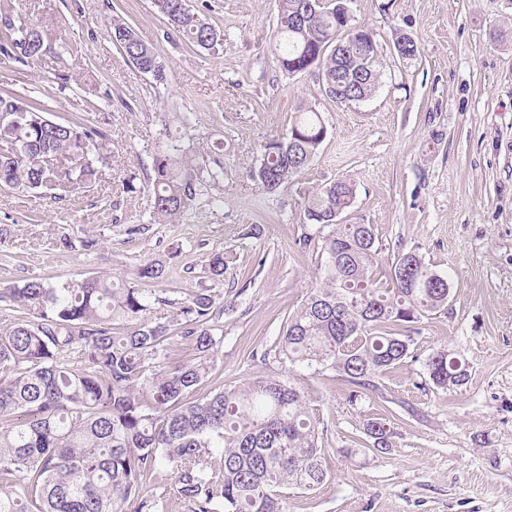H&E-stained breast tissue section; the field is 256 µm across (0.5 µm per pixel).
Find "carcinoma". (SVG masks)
Segmentation results:
<instances>
[{"mask_svg":"<svg viewBox=\"0 0 512 512\" xmlns=\"http://www.w3.org/2000/svg\"><path fill=\"white\" fill-rule=\"evenodd\" d=\"M346 0H278L273 49L281 69L321 72L325 94L365 99L379 79L372 35L352 29ZM173 32L210 51L221 31L188 0H154ZM112 42L141 72L167 80L154 48L125 23ZM49 51L44 30L0 0V55L23 66ZM47 103L0 88V189L87 188L99 180L105 133L77 117L45 116ZM326 136L317 112L299 111L286 136L263 147L254 178L268 192L301 173ZM172 151L153 158V217L175 221L196 197L200 177H224L220 158L187 161ZM354 185L331 181L308 199L304 217L319 226L314 284L264 356L309 369H332L348 400L369 396L409 357L414 338L401 329L448 306L446 275L414 252L397 254L386 281L374 272L379 240L371 224H348ZM156 261L139 279L164 277ZM20 306L0 335V512H169L164 482L186 512H287L279 488L317 491L329 481L307 395L277 376L199 393L223 341L224 297L201 288L161 300L149 288H118L109 277L52 284L31 277L0 288ZM162 303L171 313L126 331L120 322ZM179 338L189 360L169 351ZM438 389L462 385L469 366L445 351L426 362ZM361 433L379 452L393 431L378 417Z\"/></svg>","mask_w":512,"mask_h":512,"instance_id":"obj_1","label":"carcinoma"}]
</instances>
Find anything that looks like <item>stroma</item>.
I'll return each mask as SVG.
<instances>
[{
	"label": "stroma",
	"mask_w": 512,
	"mask_h": 512,
	"mask_svg": "<svg viewBox=\"0 0 512 512\" xmlns=\"http://www.w3.org/2000/svg\"><path fill=\"white\" fill-rule=\"evenodd\" d=\"M189 4L223 31L218 53L179 39L153 0H16L49 30L51 51L26 66L0 56V86L49 102L56 121L89 114L106 146L90 188L55 200L0 190L13 239L0 285L109 276L134 286L137 267L158 260L166 275L151 319L166 315L164 299L223 294L224 340L203 390L279 373L304 389L319 427L333 478L313 494L289 491L288 512H512V0H350L352 26L376 41L380 78L370 98L347 103L325 95L317 68L282 71L270 49L276 0ZM116 20L152 44L165 82L124 60ZM403 34L414 59L394 49ZM302 106L326 137L301 174L265 192L251 178L260 149ZM174 142L196 160L220 154L224 178L202 183L175 222H154L152 158ZM337 179L356 189L344 221L375 227L380 272L413 250L451 282L411 358L354 405L334 370L263 356L315 281L318 250L298 245L317 231L304 205ZM63 235L95 245L67 249ZM215 252L226 260L220 282L208 272ZM439 351L468 364L466 384L428 383L425 362ZM368 414L395 433L386 452L358 438Z\"/></svg>",
	"instance_id": "1"
}]
</instances>
